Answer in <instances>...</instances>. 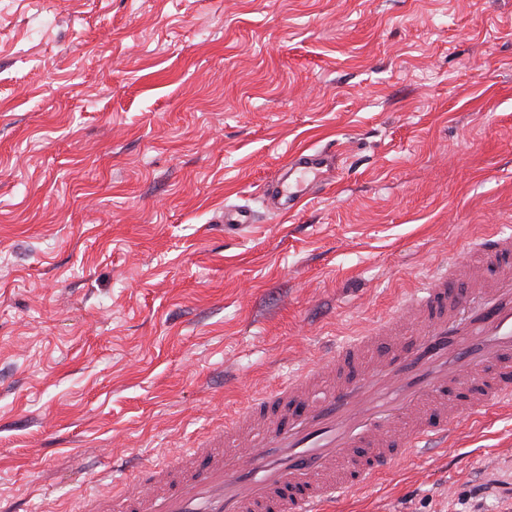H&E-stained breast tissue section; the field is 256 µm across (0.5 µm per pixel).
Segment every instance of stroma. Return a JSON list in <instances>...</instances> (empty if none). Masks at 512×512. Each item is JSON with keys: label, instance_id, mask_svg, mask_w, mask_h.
Returning <instances> with one entry per match:
<instances>
[{"label": "stroma", "instance_id": "obj_1", "mask_svg": "<svg viewBox=\"0 0 512 512\" xmlns=\"http://www.w3.org/2000/svg\"><path fill=\"white\" fill-rule=\"evenodd\" d=\"M336 144L332 185L263 214ZM491 228L512 0H0V512L173 460ZM333 512H512V406ZM341 154L339 145L336 150L304 148L293 153L264 188L266 210L281 215L295 211L317 188L331 183Z\"/></svg>", "mask_w": 512, "mask_h": 512}]
</instances>
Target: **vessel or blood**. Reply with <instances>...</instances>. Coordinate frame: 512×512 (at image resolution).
Returning <instances> with one entry per match:
<instances>
[{"instance_id": "b4317fda", "label": "vessel or blood", "mask_w": 512, "mask_h": 512, "mask_svg": "<svg viewBox=\"0 0 512 512\" xmlns=\"http://www.w3.org/2000/svg\"><path fill=\"white\" fill-rule=\"evenodd\" d=\"M338 150L293 153L264 188L285 215L330 184ZM469 277L470 297L454 282ZM512 405V234L490 230L385 320L210 426L172 463L97 477L73 512H324L462 422Z\"/></svg>"}]
</instances>
